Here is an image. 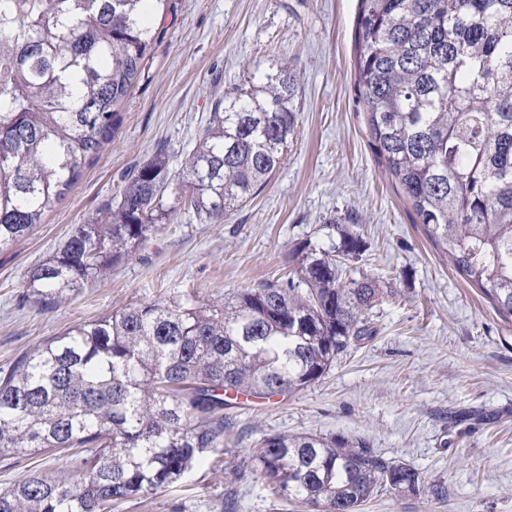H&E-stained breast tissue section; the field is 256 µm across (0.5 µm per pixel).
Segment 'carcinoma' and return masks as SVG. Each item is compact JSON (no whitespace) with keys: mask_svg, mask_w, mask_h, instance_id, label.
Instances as JSON below:
<instances>
[{"mask_svg":"<svg viewBox=\"0 0 512 512\" xmlns=\"http://www.w3.org/2000/svg\"><path fill=\"white\" fill-rule=\"evenodd\" d=\"M170 0H0V249L65 199L112 142ZM356 86L370 145L433 246L512 323V0H359ZM288 64L224 86L177 175L165 148L137 165L105 219L72 226L25 275L22 299L61 307L194 212L211 223L263 189L297 127ZM292 251L299 282L131 304L73 325L0 374V458L67 454L0 488V512H116L188 478L224 447V408L301 391L373 335L385 295L347 277L366 243ZM339 240H333V236ZM253 461L290 501L360 512L378 491L443 501L448 485L348 436L276 434Z\"/></svg>","mask_w":512,"mask_h":512,"instance_id":"carcinoma-1","label":"carcinoma"}]
</instances>
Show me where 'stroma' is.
<instances>
[{
	"instance_id": "obj_1",
	"label": "stroma",
	"mask_w": 512,
	"mask_h": 512,
	"mask_svg": "<svg viewBox=\"0 0 512 512\" xmlns=\"http://www.w3.org/2000/svg\"><path fill=\"white\" fill-rule=\"evenodd\" d=\"M357 13L358 0H172L107 151L43 223L0 250V371L118 307L193 292L220 300L286 280L293 248L324 242L320 226L332 219L354 221L366 242L352 277L389 289L371 313V340L300 392L225 409L219 460L121 512H314L279 494L252 460L261 438L299 433L365 440L448 486L443 502L386 488L361 512H512V324L436 252L370 147L355 91ZM280 62L298 77V126L259 194L220 224L179 213L62 307L20 304L25 271L100 212L126 171L160 146L180 171L225 85Z\"/></svg>"
}]
</instances>
